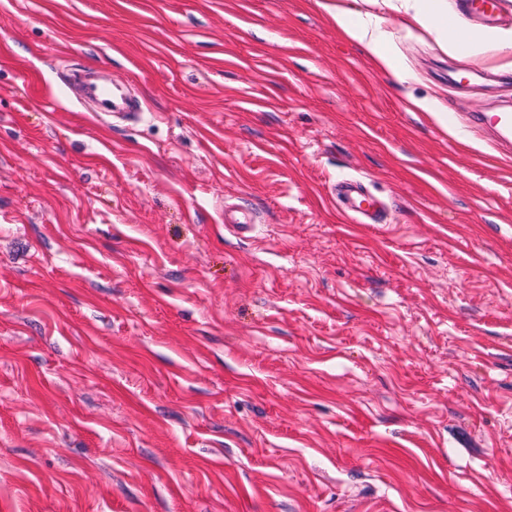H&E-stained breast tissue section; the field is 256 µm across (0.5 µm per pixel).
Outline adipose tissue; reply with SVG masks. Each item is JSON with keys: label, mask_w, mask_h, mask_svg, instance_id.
<instances>
[{"label": "adipose tissue", "mask_w": 512, "mask_h": 512, "mask_svg": "<svg viewBox=\"0 0 512 512\" xmlns=\"http://www.w3.org/2000/svg\"><path fill=\"white\" fill-rule=\"evenodd\" d=\"M440 0H404L403 8L409 20L403 23V31L417 27L424 31H436L442 38L444 49L458 47L460 28L457 21L448 20L441 11ZM324 11L337 32L347 41L361 48L373 68L403 77L397 56L392 48L393 40L384 30V19L378 15L355 16L343 5L325 0Z\"/></svg>", "instance_id": "obj_1"}]
</instances>
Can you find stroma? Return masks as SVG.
<instances>
[{
	"instance_id": "35a3bbf8",
	"label": "stroma",
	"mask_w": 512,
	"mask_h": 512,
	"mask_svg": "<svg viewBox=\"0 0 512 512\" xmlns=\"http://www.w3.org/2000/svg\"><path fill=\"white\" fill-rule=\"evenodd\" d=\"M341 2L0 0V512H512V68ZM321 6L336 31L347 41L360 47L373 68L390 72L400 79L404 77V71L400 68L392 48L393 40L383 29V17L373 14H367L364 18L358 17L337 2L336 5L324 2ZM89 94L96 99L99 107L105 114H139V112H119L131 107L130 101L120 93V87H106L91 84ZM464 123L493 132L500 143L512 142V110L502 112H478L462 118ZM334 196L338 205L356 218L365 217L370 221L359 220L361 224H379L385 206L378 202L369 188L358 179H343L334 186ZM369 222V223H368ZM224 224L238 234L250 233L254 227V214L241 205L224 207Z\"/></svg>"
}]
</instances>
